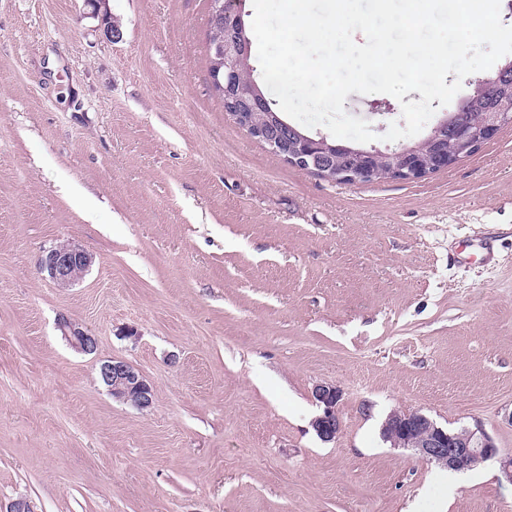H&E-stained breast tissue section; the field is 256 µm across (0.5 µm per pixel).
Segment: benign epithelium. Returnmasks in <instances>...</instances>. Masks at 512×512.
Wrapping results in <instances>:
<instances>
[{
	"label": "benign epithelium",
	"mask_w": 512,
	"mask_h": 512,
	"mask_svg": "<svg viewBox=\"0 0 512 512\" xmlns=\"http://www.w3.org/2000/svg\"><path fill=\"white\" fill-rule=\"evenodd\" d=\"M87 3L92 6L93 15L100 18L105 33L114 41L120 39L121 26L112 17L109 0H87ZM248 55L249 45L242 41L240 27L236 25L226 28L224 41L213 47L217 65L208 73L209 84L212 91L220 95L225 114L288 164L331 182L357 184L371 180L375 175L373 163L378 160L388 165L394 179L413 182L454 166L460 156L496 138L504 126L512 124V100L504 98L495 107L485 109V120L476 130L452 125L445 117L439 119L427 138L434 153V162L430 166L422 161L416 149L406 145L384 155L370 149L345 146L343 150L356 161L348 167L337 168L333 164L335 147L327 144L326 137L315 139L303 135L274 114L270 115V124L279 129V137L270 139L264 128L255 126L253 113L266 109L267 101L256 88L246 89L238 81ZM449 132L454 134L457 144L455 155L448 154ZM91 263L88 252L70 244H60L45 253L41 268L57 284L67 286L80 280ZM59 328L77 351L84 354L96 352L98 339L94 334L64 317L59 320ZM98 380L118 401L141 411H148L153 406L149 382L123 359L101 363ZM312 396L322 409L312 421V427L322 441L330 442L341 429L336 410L341 392L336 386L324 383L315 385ZM381 432L392 447L410 449L419 458L455 472H466L477 461L494 460L502 478L512 484V456L500 454L492 438L478 424L450 431L420 410L394 411L385 419Z\"/></svg>",
	"instance_id": "7a95c632"
}]
</instances>
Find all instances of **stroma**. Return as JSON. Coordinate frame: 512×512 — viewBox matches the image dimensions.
Masks as SVG:
<instances>
[{"instance_id":"1","label":"stroma","mask_w":512,"mask_h":512,"mask_svg":"<svg viewBox=\"0 0 512 512\" xmlns=\"http://www.w3.org/2000/svg\"><path fill=\"white\" fill-rule=\"evenodd\" d=\"M109 7L122 41L86 0H0V505L512 512L496 461L453 475L381 437L419 410L512 454V125L414 182H329L225 114L210 0ZM344 108L388 149L394 97ZM61 243L93 258L69 287L39 268ZM113 358L150 411L100 385ZM58 325L63 331L64 337L74 349L84 354H93L96 352L98 346L97 336L68 318L62 317ZM98 380L112 397L130 403L141 411L153 406V392L145 377L123 359L107 360L99 365ZM312 396L322 409L321 414L312 421V427L322 441L330 442L337 437L341 429L336 410L341 392L336 386L324 383L315 385Z\"/></svg>"}]
</instances>
